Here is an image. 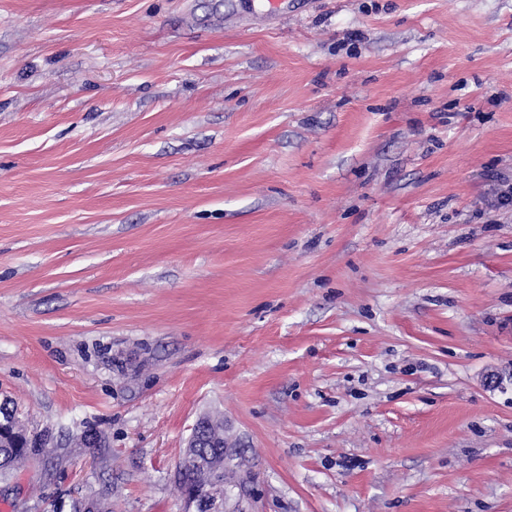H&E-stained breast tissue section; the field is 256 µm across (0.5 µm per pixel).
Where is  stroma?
<instances>
[{"label":"stroma","instance_id":"35a3bbf8","mask_svg":"<svg viewBox=\"0 0 512 512\" xmlns=\"http://www.w3.org/2000/svg\"><path fill=\"white\" fill-rule=\"evenodd\" d=\"M504 183L512 0H0V512H512ZM188 448H195V452L200 458H204L206 454L215 453L218 450L223 452L221 445L218 446L209 433V422L207 419H201L196 424ZM35 452V448H1L0 447V476L9 477L18 468V466ZM182 466L185 468V472L180 476L179 486L186 496L194 488L199 490L202 496L206 498L219 493L205 481L204 472L201 468L191 463L187 458H184Z\"/></svg>","mask_w":512,"mask_h":512}]
</instances>
